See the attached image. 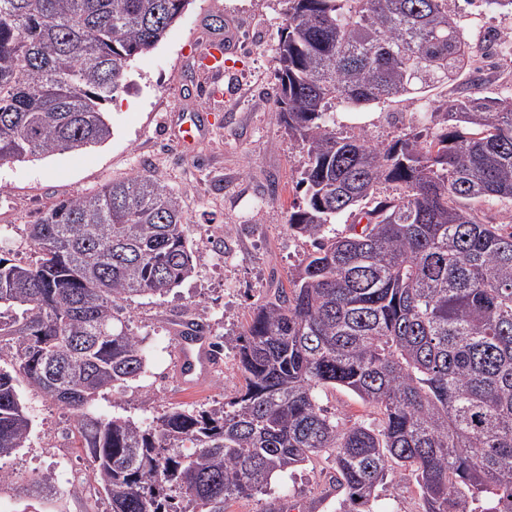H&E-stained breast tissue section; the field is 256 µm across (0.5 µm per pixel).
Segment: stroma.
<instances>
[{"label":"stroma","mask_w":512,"mask_h":512,"mask_svg":"<svg viewBox=\"0 0 512 512\" xmlns=\"http://www.w3.org/2000/svg\"><path fill=\"white\" fill-rule=\"evenodd\" d=\"M287 7L286 0H192L164 39L132 62L127 89L106 107L112 126L107 141L0 166V257L17 264L35 262L29 227L59 200L136 173L154 175L180 199L195 273L165 294L125 303L123 314L143 342L145 372L98 395L89 406L93 415L148 423L162 406L192 408L234 397L243 378L228 349L200 383L181 380L176 329L192 319L209 335L237 336L253 304L287 283L304 257L305 245L287 229L291 206L300 199L296 183L304 157L275 118L276 56ZM448 9L472 46L470 70L436 88L434 98L503 96L512 89V63L489 54L486 45L498 34L512 35V11L467 0H448ZM223 22L234 28L237 46L224 76L227 98L205 140L188 155L174 139L175 121L180 112L209 106L198 94L207 78L195 54ZM332 110L338 131H361L385 145L438 128L412 98L364 107L336 103ZM17 389L31 428L24 448L0 463L12 474L0 486V512H105L89 458L75 443L70 413L26 381H18ZM319 403L347 425L371 412L342 388L326 389ZM46 473L54 477L52 493L29 496V484ZM334 476L324 462L290 471L266 491L227 504L224 512H341L344 494ZM377 509L418 512L415 485L389 476L378 490Z\"/></svg>","instance_id":"1"}]
</instances>
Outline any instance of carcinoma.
<instances>
[{"instance_id": "obj_1", "label": "carcinoma", "mask_w": 512, "mask_h": 512, "mask_svg": "<svg viewBox=\"0 0 512 512\" xmlns=\"http://www.w3.org/2000/svg\"><path fill=\"white\" fill-rule=\"evenodd\" d=\"M276 119L305 156L288 231L309 246L288 287L236 337L244 384L222 404L163 407L148 425L88 411L145 371L122 316L134 296L195 273L177 194L153 175L61 201L0 257V461L24 447L21 376L69 410L106 512H224L324 458L348 512L415 480L421 512H512V230L475 203H512V94L441 103L470 60L448 0H287ZM190 0H0V165L101 143L105 106ZM423 100L445 130L383 146L336 130L329 108ZM396 192L383 200L379 185ZM361 229L336 234L347 212ZM344 388L372 421L319 404Z\"/></svg>"}]
</instances>
